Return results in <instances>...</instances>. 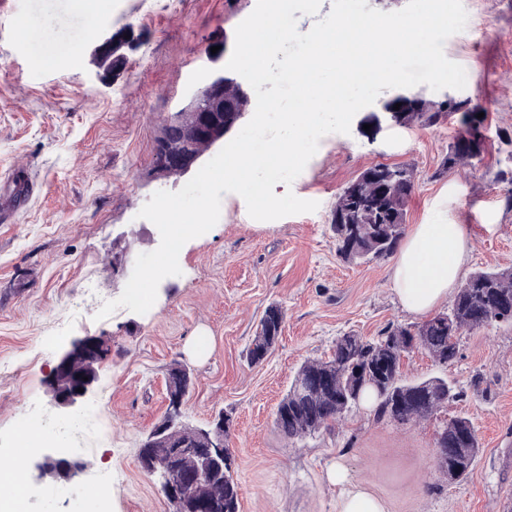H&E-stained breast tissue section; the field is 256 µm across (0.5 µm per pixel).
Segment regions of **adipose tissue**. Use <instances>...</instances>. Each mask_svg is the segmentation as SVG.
Returning a JSON list of instances; mask_svg holds the SVG:
<instances>
[{
  "label": "adipose tissue",
  "instance_id": "adipose-tissue-1",
  "mask_svg": "<svg viewBox=\"0 0 512 512\" xmlns=\"http://www.w3.org/2000/svg\"><path fill=\"white\" fill-rule=\"evenodd\" d=\"M464 225L448 221V204L439 202L432 220L413 225L391 270L390 284L402 308L423 316L447 301L466 260ZM332 481L340 486L336 512H387L385 502L364 484L351 482L343 467Z\"/></svg>",
  "mask_w": 512,
  "mask_h": 512
}]
</instances>
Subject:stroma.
Returning a JSON list of instances; mask_svg holds the SVG:
<instances>
[{"label": "stroma", "instance_id": "obj_1", "mask_svg": "<svg viewBox=\"0 0 512 512\" xmlns=\"http://www.w3.org/2000/svg\"><path fill=\"white\" fill-rule=\"evenodd\" d=\"M256 0H107L88 15L76 0H12L0 9V185L27 170L36 187L14 224L0 223V465L14 462L26 428L41 427L44 450L82 469L70 480L31 483L28 512H171L139 448L167 409L166 374L187 367L193 385L185 422L231 417L229 448L241 512H336L329 473L343 463L388 512H512V325L458 338L450 364L421 351L403 360L404 377L440 376L464 391L416 425L375 421L359 407L334 429L289 442L274 412L299 366L331 355L344 333L372 338L389 325L417 323L390 287L391 259L349 264L336 253L331 211L341 189L373 164L415 170L407 224L432 218L447 197L448 221L465 225L463 276L512 266V0H463L465 29L444 44L469 75L459 98L486 115L478 167L442 170L459 133L455 116L434 126L370 127L378 104L360 110L350 134L324 136L293 181L318 202L310 213L265 225L244 200L225 194L218 223L188 241L181 275L163 279L144 314L125 308L97 319L117 299L138 254L160 233L139 212L158 191H176L190 173L166 176L153 165L164 124L187 105L209 72L205 49L235 29ZM131 30L120 74L93 61L104 33ZM31 37H23V30ZM55 49L54 66L42 63ZM285 312L268 357L246 354L265 309ZM87 336L107 337L111 355L90 393L58 407L48 386L59 357ZM469 417L481 451L470 476L448 483L435 470L438 427ZM108 496H100L101 487Z\"/></svg>", "mask_w": 512, "mask_h": 512}]
</instances>
